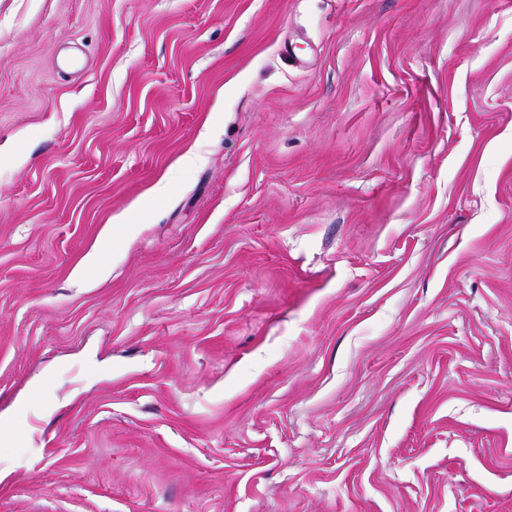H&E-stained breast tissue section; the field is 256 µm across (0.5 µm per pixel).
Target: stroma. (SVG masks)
Segmentation results:
<instances>
[{
	"label": "stroma",
	"instance_id": "1",
	"mask_svg": "<svg viewBox=\"0 0 512 512\" xmlns=\"http://www.w3.org/2000/svg\"><path fill=\"white\" fill-rule=\"evenodd\" d=\"M0 420V512H512V0H0Z\"/></svg>",
	"mask_w": 512,
	"mask_h": 512
}]
</instances>
